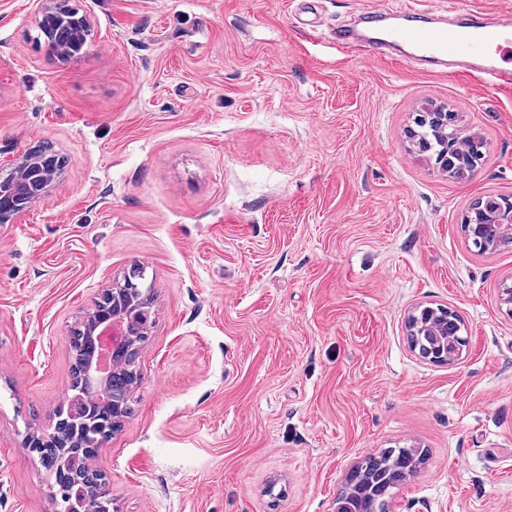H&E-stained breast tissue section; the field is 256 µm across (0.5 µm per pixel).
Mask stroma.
I'll use <instances>...</instances> for the list:
<instances>
[{"label": "stroma", "mask_w": 512, "mask_h": 512, "mask_svg": "<svg viewBox=\"0 0 512 512\" xmlns=\"http://www.w3.org/2000/svg\"><path fill=\"white\" fill-rule=\"evenodd\" d=\"M51 56L33 0H0V169L42 143L50 195L0 225V512H51L26 444L71 382L68 339L132 267L154 322L134 412L93 462L116 512H334L365 456L423 461L392 512H512V244L462 219L512 196V90L337 54L368 0H72ZM433 105L485 143L449 176L412 132ZM445 306L461 358L406 320ZM43 32L54 52L75 58L81 54V43L90 27L86 13H81L70 0H37Z\"/></svg>", "instance_id": "obj_1"}]
</instances>
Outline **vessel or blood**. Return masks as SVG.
Wrapping results in <instances>:
<instances>
[{"label":"vessel or blood","instance_id":"obj_1","mask_svg":"<svg viewBox=\"0 0 512 512\" xmlns=\"http://www.w3.org/2000/svg\"><path fill=\"white\" fill-rule=\"evenodd\" d=\"M360 17L362 31L343 26L334 31L337 52L367 60L421 62L452 78L467 75L494 89L512 88V67L501 58L512 43V11L489 17L464 0H450L448 7L430 11L407 4L368 6Z\"/></svg>","mask_w":512,"mask_h":512}]
</instances>
